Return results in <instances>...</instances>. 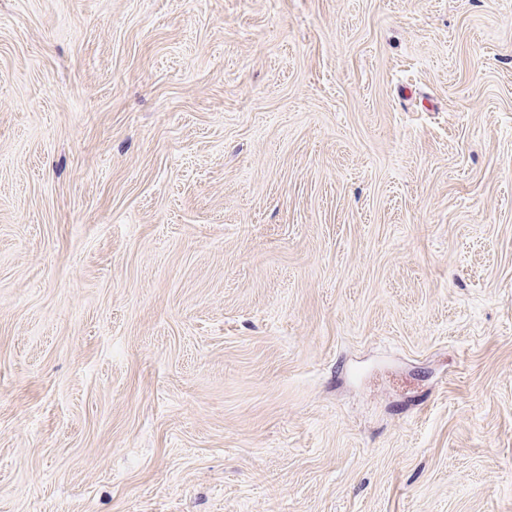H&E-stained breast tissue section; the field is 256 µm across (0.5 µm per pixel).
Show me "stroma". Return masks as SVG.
I'll use <instances>...</instances> for the list:
<instances>
[{
  "instance_id": "obj_1",
  "label": "stroma",
  "mask_w": 512,
  "mask_h": 512,
  "mask_svg": "<svg viewBox=\"0 0 512 512\" xmlns=\"http://www.w3.org/2000/svg\"><path fill=\"white\" fill-rule=\"evenodd\" d=\"M0 512H512V0H0Z\"/></svg>"
}]
</instances>
